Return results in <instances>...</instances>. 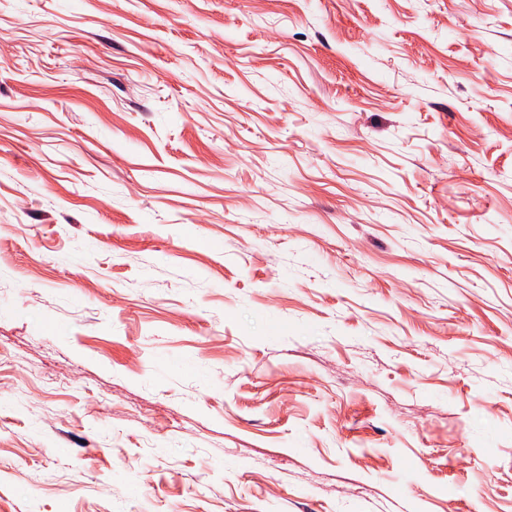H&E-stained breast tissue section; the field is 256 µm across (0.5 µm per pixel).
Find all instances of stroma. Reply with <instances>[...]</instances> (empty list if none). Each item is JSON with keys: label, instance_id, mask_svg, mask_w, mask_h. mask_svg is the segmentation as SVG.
<instances>
[{"label": "stroma", "instance_id": "obj_1", "mask_svg": "<svg viewBox=\"0 0 512 512\" xmlns=\"http://www.w3.org/2000/svg\"><path fill=\"white\" fill-rule=\"evenodd\" d=\"M0 512H512V0H0Z\"/></svg>", "mask_w": 512, "mask_h": 512}]
</instances>
